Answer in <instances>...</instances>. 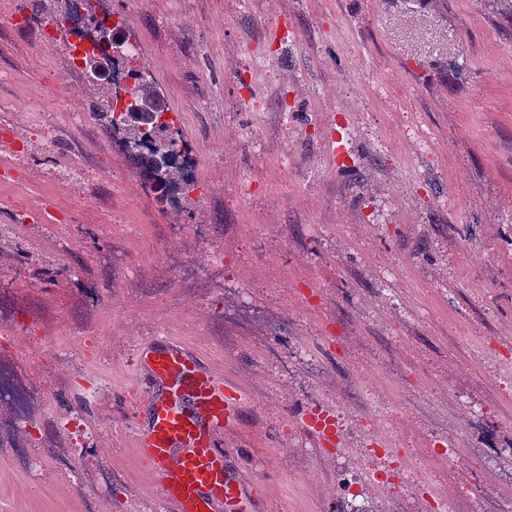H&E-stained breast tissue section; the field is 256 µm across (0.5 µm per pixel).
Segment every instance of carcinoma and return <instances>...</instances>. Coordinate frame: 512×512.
I'll use <instances>...</instances> for the list:
<instances>
[{
    "instance_id": "1",
    "label": "carcinoma",
    "mask_w": 512,
    "mask_h": 512,
    "mask_svg": "<svg viewBox=\"0 0 512 512\" xmlns=\"http://www.w3.org/2000/svg\"><path fill=\"white\" fill-rule=\"evenodd\" d=\"M134 78L128 89L129 99L121 107L139 113V117L124 119L117 97L108 87L93 82V90L101 97V115L109 118L112 135L126 148L145 187L165 200L173 199L178 192L186 196L192 191L186 180L187 168L175 162L184 157L186 145L172 123L165 121L167 107L147 69H137Z\"/></svg>"
}]
</instances>
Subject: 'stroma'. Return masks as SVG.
<instances>
[{"mask_svg": "<svg viewBox=\"0 0 512 512\" xmlns=\"http://www.w3.org/2000/svg\"><path fill=\"white\" fill-rule=\"evenodd\" d=\"M60 6L0 0V372L25 396L0 399V512H162L132 362L160 343L244 391L219 440L253 512H512L507 0H88L189 148L176 206L40 39Z\"/></svg>", "mask_w": 512, "mask_h": 512, "instance_id": "35a3bbf8", "label": "stroma"}]
</instances>
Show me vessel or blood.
Instances as JSON below:
<instances>
[{
    "label": "vessel or blood",
    "instance_id": "obj_1",
    "mask_svg": "<svg viewBox=\"0 0 512 512\" xmlns=\"http://www.w3.org/2000/svg\"><path fill=\"white\" fill-rule=\"evenodd\" d=\"M135 366L163 386L150 397L137 446L165 504L173 512H248L245 483L228 476L216 440L230 427L241 388L169 345L141 350Z\"/></svg>",
    "mask_w": 512,
    "mask_h": 512
}]
</instances>
